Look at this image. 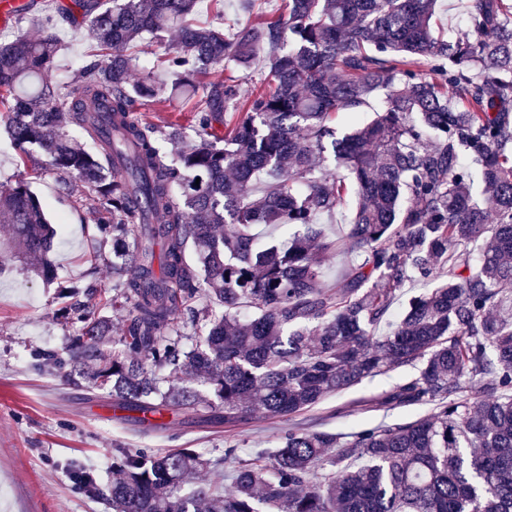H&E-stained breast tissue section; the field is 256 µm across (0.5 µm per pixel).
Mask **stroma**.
Returning <instances> with one entry per match:
<instances>
[{
    "label": "stroma",
    "instance_id": "1",
    "mask_svg": "<svg viewBox=\"0 0 512 512\" xmlns=\"http://www.w3.org/2000/svg\"><path fill=\"white\" fill-rule=\"evenodd\" d=\"M55 33L62 48L52 79L75 84L94 52L90 24L80 16L59 19ZM7 110L0 103V184L29 182L55 224L50 258L57 281L75 287L95 278L111 287L112 246L96 241L91 192L75 179L62 187L43 157L21 161V151L6 131ZM65 303L55 284L44 283L19 264L0 268V486L10 494L7 512H108L102 491L112 480L116 448H191L206 458L223 453L224 429L203 422L202 408L168 417L165 428L146 431L115 415H88L90 404L107 402L106 394L67 381L53 368L34 369L37 354L64 351L76 334L75 326L54 319ZM393 382L390 376L364 382L328 398L316 413L328 416L332 430L357 429L364 415L336 419L333 411ZM76 467L90 469L99 494L75 483L70 473Z\"/></svg>",
    "mask_w": 512,
    "mask_h": 512
}]
</instances>
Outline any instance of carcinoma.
Returning a JSON list of instances; mask_svg holds the SVG:
<instances>
[{"mask_svg": "<svg viewBox=\"0 0 512 512\" xmlns=\"http://www.w3.org/2000/svg\"><path fill=\"white\" fill-rule=\"evenodd\" d=\"M436 2L286 0V15L226 34L196 22L197 0H82L98 60L73 87L50 80L52 17L38 38L0 44L12 139L92 190L115 257V286L75 290L62 318L77 334L44 365L140 425L197 406L226 432L257 413L291 420L407 367L363 405L429 408L351 432L300 422L245 457L232 440L216 459L117 448L112 512H512V0H468L472 37L451 42L435 34ZM172 31L169 79L133 83L130 50ZM226 59L267 61L274 85L241 96L215 74ZM197 78L198 139L135 113ZM351 193L330 241L321 217ZM0 223L50 280L56 232L27 183L0 191ZM262 224L302 232L261 245ZM331 250L356 264L325 288ZM412 276L429 288L392 322ZM242 303L256 310L246 321ZM113 310L127 312L116 338Z\"/></svg>", "mask_w": 512, "mask_h": 512, "instance_id": "1", "label": "carcinoma"}]
</instances>
